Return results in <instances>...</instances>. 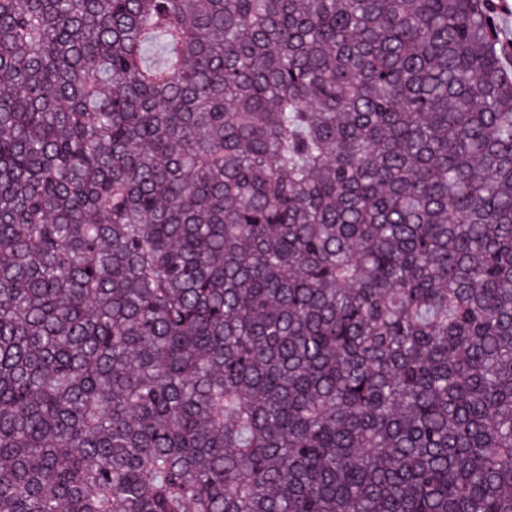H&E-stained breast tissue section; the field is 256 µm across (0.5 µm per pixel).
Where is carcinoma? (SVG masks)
Masks as SVG:
<instances>
[{"instance_id":"cac0c4a2","label":"carcinoma","mask_w":512,"mask_h":512,"mask_svg":"<svg viewBox=\"0 0 512 512\" xmlns=\"http://www.w3.org/2000/svg\"><path fill=\"white\" fill-rule=\"evenodd\" d=\"M494 0H0V512H512Z\"/></svg>"}]
</instances>
